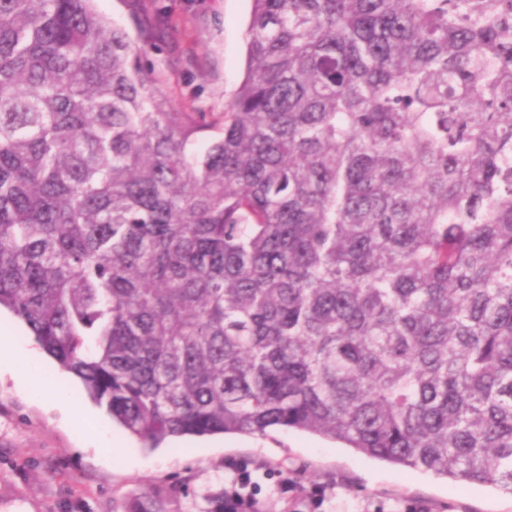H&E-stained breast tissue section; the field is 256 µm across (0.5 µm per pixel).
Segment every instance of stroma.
I'll return each instance as SVG.
<instances>
[{
    "mask_svg": "<svg viewBox=\"0 0 512 512\" xmlns=\"http://www.w3.org/2000/svg\"><path fill=\"white\" fill-rule=\"evenodd\" d=\"M101 13L136 40H160L143 66L183 111L220 112L245 69L251 0H97ZM0 332L29 352L27 374L52 381L43 392L0 371V512H135L145 494L165 512H211L212 498L250 472L264 512H512V494L455 483L367 457L293 429L263 435L187 438L151 450L117 428L80 383L59 369L25 326ZM92 414L75 425L68 410ZM97 429L108 449L88 444Z\"/></svg>",
    "mask_w": 512,
    "mask_h": 512,
    "instance_id": "1",
    "label": "stroma"
}]
</instances>
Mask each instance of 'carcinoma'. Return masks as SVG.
I'll list each match as a JSON object with an SVG mask.
<instances>
[{"mask_svg": "<svg viewBox=\"0 0 512 512\" xmlns=\"http://www.w3.org/2000/svg\"><path fill=\"white\" fill-rule=\"evenodd\" d=\"M95 2L0 0V309L150 448L512 493V0H252L219 114Z\"/></svg>", "mask_w": 512, "mask_h": 512, "instance_id": "carcinoma-1", "label": "carcinoma"}]
</instances>
